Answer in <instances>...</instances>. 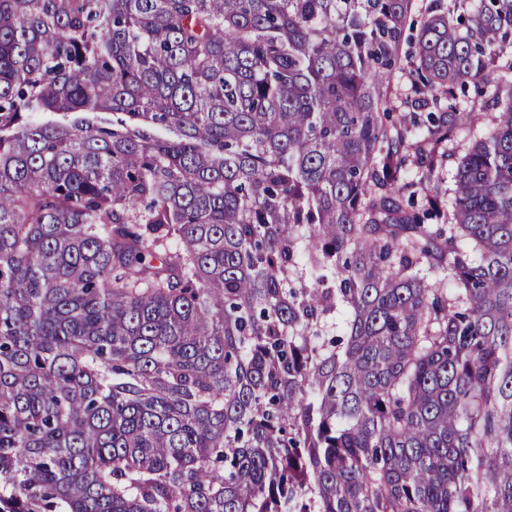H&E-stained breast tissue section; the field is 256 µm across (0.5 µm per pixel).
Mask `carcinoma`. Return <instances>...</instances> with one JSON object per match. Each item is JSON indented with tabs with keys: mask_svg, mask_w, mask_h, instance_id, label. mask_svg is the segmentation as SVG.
I'll list each match as a JSON object with an SVG mask.
<instances>
[{
	"mask_svg": "<svg viewBox=\"0 0 512 512\" xmlns=\"http://www.w3.org/2000/svg\"><path fill=\"white\" fill-rule=\"evenodd\" d=\"M416 2L0 0V512H512V0Z\"/></svg>",
	"mask_w": 512,
	"mask_h": 512,
	"instance_id": "cac0c4a2",
	"label": "carcinoma"
}]
</instances>
